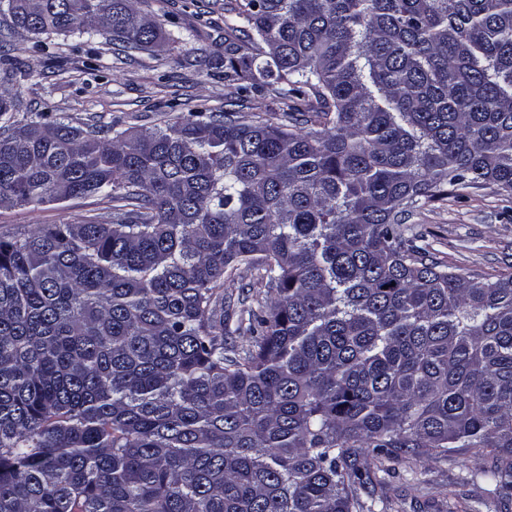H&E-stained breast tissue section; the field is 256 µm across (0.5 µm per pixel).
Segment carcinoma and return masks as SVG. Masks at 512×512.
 <instances>
[{
	"instance_id": "cac0c4a2",
	"label": "carcinoma",
	"mask_w": 512,
	"mask_h": 512,
	"mask_svg": "<svg viewBox=\"0 0 512 512\" xmlns=\"http://www.w3.org/2000/svg\"><path fill=\"white\" fill-rule=\"evenodd\" d=\"M33 35L165 40L130 0H0ZM205 66L310 91L299 126L15 119L0 208L99 195L105 220L0 237V512H358L362 448L487 452L512 497V274L442 265L409 215L512 191V0H238ZM265 300L228 349L224 278Z\"/></svg>"
}]
</instances>
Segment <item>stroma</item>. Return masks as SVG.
Wrapping results in <instances>:
<instances>
[{
    "label": "stroma",
    "instance_id": "stroma-1",
    "mask_svg": "<svg viewBox=\"0 0 512 512\" xmlns=\"http://www.w3.org/2000/svg\"><path fill=\"white\" fill-rule=\"evenodd\" d=\"M163 31L183 41L159 52L124 53L108 37L54 35L47 49L35 36L7 33L0 18V56L17 59L26 72L11 90L23 103L18 120L52 112L73 124L105 130L155 128L205 107L279 115L284 105L272 90L238 101L223 75L200 66L224 41L225 0H133ZM112 201L100 196L60 205L0 209V237L38 225L104 218ZM425 236L437 260L462 273L499 276L512 272V192L494 185L466 188L430 202L409 219ZM487 457L461 448L445 457L399 455L371 482L358 485L361 512H512L498 502L479 473Z\"/></svg>",
    "mask_w": 512,
    "mask_h": 512
}]
</instances>
